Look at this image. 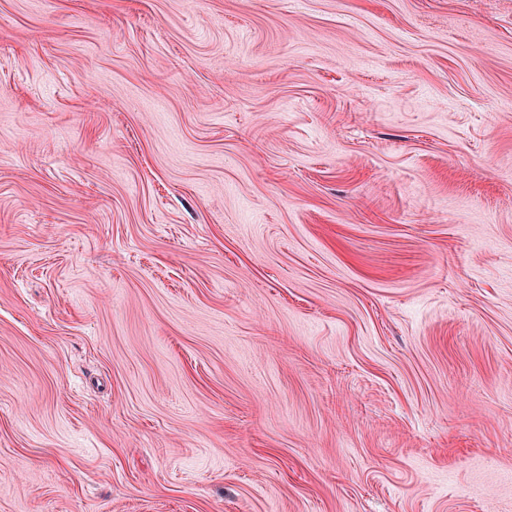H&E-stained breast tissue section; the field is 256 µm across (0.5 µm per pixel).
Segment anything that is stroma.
<instances>
[{
    "label": "stroma",
    "instance_id": "stroma-1",
    "mask_svg": "<svg viewBox=\"0 0 512 512\" xmlns=\"http://www.w3.org/2000/svg\"><path fill=\"white\" fill-rule=\"evenodd\" d=\"M0 512H512V0H0Z\"/></svg>",
    "mask_w": 512,
    "mask_h": 512
}]
</instances>
